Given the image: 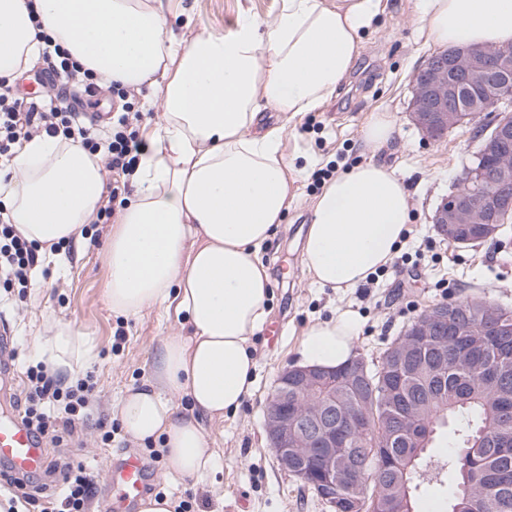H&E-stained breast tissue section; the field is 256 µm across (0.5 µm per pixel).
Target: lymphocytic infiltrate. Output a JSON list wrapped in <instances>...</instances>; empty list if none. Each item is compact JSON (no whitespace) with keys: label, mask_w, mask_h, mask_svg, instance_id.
<instances>
[{"label":"lymphocytic infiltrate","mask_w":512,"mask_h":512,"mask_svg":"<svg viewBox=\"0 0 512 512\" xmlns=\"http://www.w3.org/2000/svg\"><path fill=\"white\" fill-rule=\"evenodd\" d=\"M44 48L41 63L50 75L38 101H29L19 95L16 84L0 80V169L10 168L16 150L33 137L46 134L61 136L79 143L86 151L100 155L106 168L112 172V182L104 204L96 214L98 223H108L113 202L126 192L128 178L133 173L145 143L139 136L142 113L131 110L130 91L119 83L102 84L97 77L70 58L68 52L43 35ZM78 89L90 99L108 93L121 101L120 110L112 117L111 132H103L80 121L71 106L57 105L56 85ZM38 247L17 232L4 212L0 211V287L27 288L31 272L38 264ZM30 405L26 422L39 438H46L54 421L74 426L81 409L87 408L94 390L87 380L76 387L59 388L44 366H37L29 375ZM62 497L53 503V512H87L92 494V483L80 469H69L60 475Z\"/></svg>","instance_id":"obj_1"}]
</instances>
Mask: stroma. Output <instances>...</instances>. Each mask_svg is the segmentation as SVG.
<instances>
[{
	"mask_svg": "<svg viewBox=\"0 0 512 512\" xmlns=\"http://www.w3.org/2000/svg\"><path fill=\"white\" fill-rule=\"evenodd\" d=\"M197 26L230 33L241 14L261 19L277 15L282 0H183ZM416 0H381L380 11L363 35V50L346 81L319 111L298 116L288 130L285 151L296 168L315 170L337 158L357 165L377 157L394 167L406 184L411 222L400 252V265H387L375 281L351 290L314 283L302 262L311 206L318 194L312 178L301 177L295 197L276 234L263 246L264 262L274 263L270 324L282 333L252 339L256 359L254 391L242 406L221 420L202 418L216 453L214 467L202 478L170 475L164 459L155 460L156 486L174 500H189L190 512H328L323 501L298 479L280 470L264 421L277 380L286 368L300 364L301 341L314 323L354 311L360 322L356 350L378 363L386 348L418 315L439 303L473 297L512 309V223L504 226L507 248L488 242L459 248L440 235L430 218L441 198L453 190L478 140L463 127L434 142L425 141L408 117L413 76L435 52L415 21ZM392 114L397 134L392 147L375 153L363 140L372 113ZM112 227L89 225L82 241H70L55 257H40L35 285L26 292L0 289V319L13 334L15 374L0 379V416L24 413L29 367L41 363L38 337L68 325L94 339L98 358L72 375L57 376L61 388L91 378L95 400L73 432L44 441L48 469L0 487L44 505L58 492L57 472L85 466L100 484L113 451L125 449L151 456L152 445L134 441L123 430L119 404L128 389L151 376L152 358L168 336L189 337L191 330L174 310L150 307L140 314L115 315L105 298L106 245ZM447 288H440V281ZM111 442H102L104 432Z\"/></svg>",
	"mask_w": 512,
	"mask_h": 512,
	"instance_id": "stroma-1",
	"label": "stroma"
}]
</instances>
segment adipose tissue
I'll return each instance as SVG.
<instances>
[{
  "label": "adipose tissue",
  "instance_id": "adipose-tissue-1",
  "mask_svg": "<svg viewBox=\"0 0 512 512\" xmlns=\"http://www.w3.org/2000/svg\"><path fill=\"white\" fill-rule=\"evenodd\" d=\"M174 0H0V78H16L51 35L101 81L157 91L162 118L131 177L108 243L106 298L134 316L176 306L190 338H164L153 374L121 401L125 432L160 441L169 471L200 477L215 451L201 416L223 418L252 391L251 340L270 315L260 252L282 223L298 171L284 150L288 123L321 109L352 68L379 0H284L275 17L242 16L228 34L168 33ZM415 20L448 49L512 44V0H419ZM279 115L263 123L264 112ZM0 203L27 240H82L106 196L99 157L41 135L25 141ZM410 220L390 165L370 160L325 182L313 204L302 262L320 286L351 289L393 259ZM358 322L345 311L313 324L303 363L336 369L354 356ZM54 370L96 356L70 326L40 337ZM189 397L180 409L173 396Z\"/></svg>",
  "mask_w": 512,
  "mask_h": 512
}]
</instances>
